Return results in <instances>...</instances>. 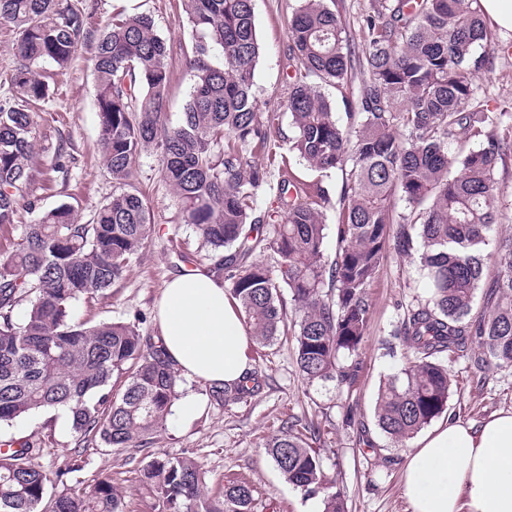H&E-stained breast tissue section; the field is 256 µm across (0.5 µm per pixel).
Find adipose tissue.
I'll use <instances>...</instances> for the list:
<instances>
[{"instance_id": "1", "label": "adipose tissue", "mask_w": 512, "mask_h": 512, "mask_svg": "<svg viewBox=\"0 0 512 512\" xmlns=\"http://www.w3.org/2000/svg\"><path fill=\"white\" fill-rule=\"evenodd\" d=\"M157 318L184 376L231 384L245 373L250 330L211 273L174 274ZM402 483L410 512H512V410L477 426L452 419L435 428L411 451Z\"/></svg>"}]
</instances>
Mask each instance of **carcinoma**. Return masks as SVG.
Masks as SVG:
<instances>
[{
    "label": "carcinoma",
    "mask_w": 512,
    "mask_h": 512,
    "mask_svg": "<svg viewBox=\"0 0 512 512\" xmlns=\"http://www.w3.org/2000/svg\"><path fill=\"white\" fill-rule=\"evenodd\" d=\"M180 2L192 34L185 65L193 84L173 124L172 49L151 18L120 15L94 29L81 0H0L18 59L8 80L13 94L0 100V424L61 408L76 447L99 441L111 449L143 447L162 426L177 382L163 345L134 325L88 327L70 315L74 300L112 288L144 249L150 214L135 163L155 149L184 222L210 247L214 272L231 271V297L251 336L263 346L293 336L309 382L354 383L368 289L390 254L415 259L429 295L404 312L395 336L408 356L374 406L387 436L414 438L448 410L446 361L466 358L479 372L512 366V238H492L512 114L489 110L473 83L489 68L494 39L477 0H370L358 39L344 0H297L288 21L286 133L278 111H258L253 92L262 52L254 0ZM82 49L92 55L99 146L117 185L87 224L67 202L42 211L26 195L43 174L41 150H53L52 170L68 176L67 140L59 134L37 147L29 105L53 98L42 64L61 74ZM322 83L335 86L351 125L336 119ZM226 133L234 143L221 151ZM332 171L341 174L338 192L325 180ZM272 177V199L258 202ZM331 211L336 256L328 263ZM264 246L277 255L272 269L253 259ZM491 259L500 271L478 307ZM115 377L124 379L117 393ZM259 390L258 373L247 372L224 386V402ZM40 451L18 437L0 452V512H131L109 475L81 496L48 492L34 463ZM266 452L289 483L324 493L323 512H345L297 425L272 436ZM136 474L154 492L152 512H250L249 484L225 485L218 504L204 493L203 469L192 458L148 450Z\"/></svg>",
    "instance_id": "obj_1"
}]
</instances>
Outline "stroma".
Wrapping results in <instances>:
<instances>
[{"label":"stroma","instance_id":"35a3bbf8","mask_svg":"<svg viewBox=\"0 0 512 512\" xmlns=\"http://www.w3.org/2000/svg\"><path fill=\"white\" fill-rule=\"evenodd\" d=\"M91 26L110 22L113 15L150 16L173 49L170 117H178L188 99L192 78L183 65L189 32L178 22L179 0H81ZM294 0H254L255 24L263 53L257 63L254 92L260 111L279 107L286 96L288 19ZM511 40L497 36L490 50L487 72L475 78L490 108L512 112ZM39 132L57 129L68 136L75 157L68 178L56 172L31 188L41 209L70 203L81 220L111 197L112 179L98 144V115L93 64L79 51L65 75L56 77L55 93L37 117ZM159 152L140 155L136 184L149 208L151 231L145 248L133 259L126 276L107 292L83 296L71 308L73 322L96 325L121 321L136 324L141 334L156 337V303L173 274L181 269L208 268V249L193 225L185 223L182 202L165 182ZM428 294L416 263L390 255L368 290L370 321L359 350L358 373L350 386L303 379L291 337L273 345L250 344L248 365L262 376V389L252 398L225 404L221 390L207 381L177 379L179 400L192 397L200 406L196 416L183 418L178 404L150 443L153 450L172 457H190L205 472L208 496L222 499L230 480L248 482L254 489L251 512H322V494H309L290 484L267 455V440L287 420L319 426L312 443L320 454L331 491L340 493L346 512H408L401 478L414 441L392 442L373 417L380 385L400 368L403 347L394 332L406 307ZM454 379L448 400L452 417L480 424L493 413L512 409V367L478 372L463 358L448 364ZM354 423H346V411ZM27 436L41 444L36 462L49 478L50 492L82 493L92 479L111 475L134 512H151L152 497L135 483L132 472L141 458L129 449L111 450L101 443L75 452L71 420L61 409L40 412L0 425V441ZM78 462L80 469L65 473Z\"/></svg>","mask_w":512,"mask_h":512}]
</instances>
